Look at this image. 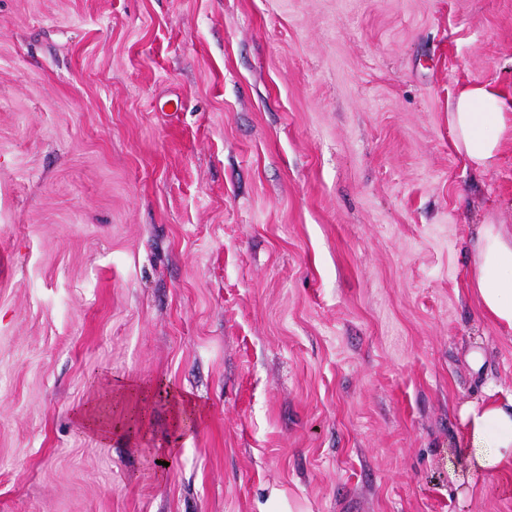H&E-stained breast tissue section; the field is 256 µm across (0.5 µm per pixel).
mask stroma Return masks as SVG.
<instances>
[{"mask_svg":"<svg viewBox=\"0 0 512 512\" xmlns=\"http://www.w3.org/2000/svg\"><path fill=\"white\" fill-rule=\"evenodd\" d=\"M485 82L512 0H0V512H512L458 455L512 395L467 289L512 133L448 135ZM512 99L491 83L462 85L448 100V130L456 151L478 169L494 166L507 123L512 127ZM172 419L173 426L177 429H184L186 422L192 418L200 416V409L191 401L184 397L175 395L172 397ZM99 406L93 404L80 415V422L90 432L101 438H108L112 435L110 423L98 412Z\"/></svg>","mask_w":512,"mask_h":512,"instance_id":"stroma-1","label":"stroma"}]
</instances>
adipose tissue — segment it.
I'll return each instance as SVG.
<instances>
[{
  "instance_id": "obj_1",
  "label": "adipose tissue",
  "mask_w": 512,
  "mask_h": 512,
  "mask_svg": "<svg viewBox=\"0 0 512 512\" xmlns=\"http://www.w3.org/2000/svg\"><path fill=\"white\" fill-rule=\"evenodd\" d=\"M512 123V99L490 82L462 85L448 101V130L456 151L478 169L494 166ZM472 294L483 314L512 330V225L485 223L474 243ZM461 454L468 470L512 486V397L489 396L466 406Z\"/></svg>"
}]
</instances>
